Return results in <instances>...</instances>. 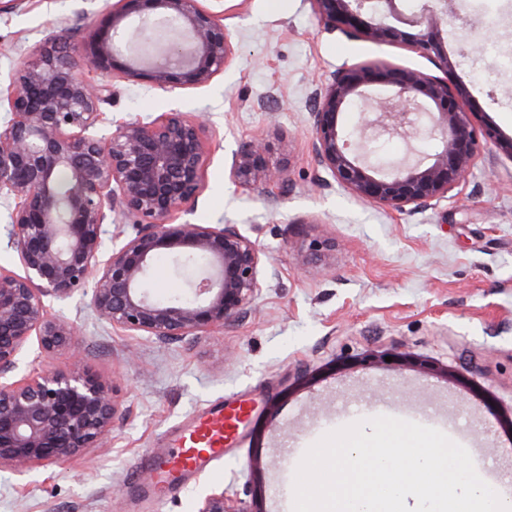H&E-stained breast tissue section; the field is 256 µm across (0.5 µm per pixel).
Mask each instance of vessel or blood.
<instances>
[{
	"label": "vessel or blood",
	"instance_id": "1",
	"mask_svg": "<svg viewBox=\"0 0 512 512\" xmlns=\"http://www.w3.org/2000/svg\"><path fill=\"white\" fill-rule=\"evenodd\" d=\"M251 411L247 401L228 409L218 405L182 427L167 447L155 451L154 479L143 487V494L162 498L171 486L187 482L224 456L226 449L237 443L240 428Z\"/></svg>",
	"mask_w": 512,
	"mask_h": 512
}]
</instances>
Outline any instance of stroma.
<instances>
[{
    "mask_svg": "<svg viewBox=\"0 0 512 512\" xmlns=\"http://www.w3.org/2000/svg\"><path fill=\"white\" fill-rule=\"evenodd\" d=\"M113 0H6L0 8V85L19 61L62 38L92 85L105 78L84 45ZM223 13L235 55L210 83L172 93L118 82L100 109L151 121L175 109L215 136L204 190L186 221L233 224L266 251L258 296L236 324L162 344L113 330L89 296L51 304L78 327L83 367L111 382L119 413L108 439L88 453L24 473L0 469V512H198L224 493L234 512H292L295 471L325 434L389 412L457 437L476 470L512 496V152L481 145L466 184L414 212H386L341 187L317 162L313 92L338 67L380 61L434 73L411 47L350 38L325 28L310 0H207ZM448 20L449 82L469 91L473 124L512 137V0L477 14L454 0ZM270 141L286 161L280 196L264 198L227 176L240 142ZM389 166L432 153L433 139L365 138ZM335 239L325 273L301 255L320 236ZM154 298L190 293L162 253L143 283ZM394 364H386V357ZM69 353L22 350L8 381L66 371ZM254 402L238 446L162 500L139 497L146 460L186 421L214 405Z\"/></svg>",
    "mask_w": 512,
    "mask_h": 512,
    "instance_id": "35a3bbf8",
    "label": "stroma"
}]
</instances>
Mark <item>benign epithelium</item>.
Instances as JSON below:
<instances>
[{
    "instance_id": "benign-epithelium-1",
    "label": "benign epithelium",
    "mask_w": 512,
    "mask_h": 512,
    "mask_svg": "<svg viewBox=\"0 0 512 512\" xmlns=\"http://www.w3.org/2000/svg\"><path fill=\"white\" fill-rule=\"evenodd\" d=\"M327 27L357 38L395 42L430 56L441 75L387 65L338 69L314 94L313 149L320 165L353 195L405 212L436 205L466 182L480 143L499 131L475 127L464 108L463 84H448L454 67L442 33L447 0H423L407 13L404 0H313ZM134 25L175 30L179 40L153 57L123 46ZM417 29L415 33L402 27ZM233 54L223 18L201 0H116L94 30L88 60L114 79L141 81L164 92L210 82ZM106 85L92 88L72 62L68 45L52 41L16 67L6 100L11 119L0 130V196L14 200L10 246L23 273L0 270V379L18 367L37 338L46 353L68 349V372L46 370L20 382H0V467L30 470L96 448L118 413L109 385L81 367L77 326L52 314L50 300L91 289L97 316L115 328L169 342L220 329L241 319L256 298L267 254L234 224H182L175 218L204 188L202 168L212 131L188 112H164L150 122L112 121L104 138ZM360 105L380 110L378 131L412 137L425 130L433 153L388 171L353 149L343 114ZM287 163L272 161L263 139L242 143L228 177L272 194L286 181ZM66 191L60 190L61 176ZM122 211L140 225L136 235L106 250L104 224ZM334 247L309 242L306 261L322 264ZM169 252L203 261L191 281L193 298L166 301L143 288L152 260ZM198 512H230L211 494Z\"/></svg>"
}]
</instances>
